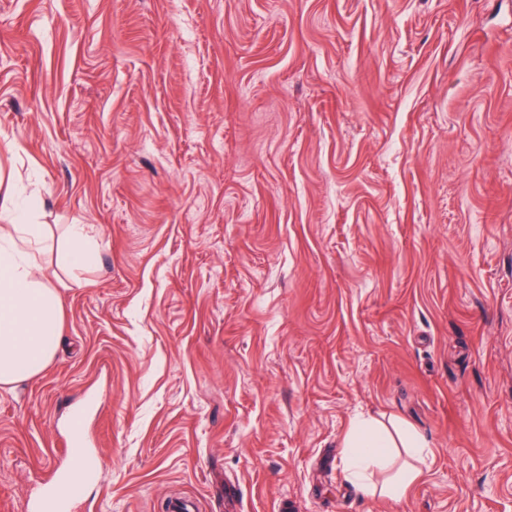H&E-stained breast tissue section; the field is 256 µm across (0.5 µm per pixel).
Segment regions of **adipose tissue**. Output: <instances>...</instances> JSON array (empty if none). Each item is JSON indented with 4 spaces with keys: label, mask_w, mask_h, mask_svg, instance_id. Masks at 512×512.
<instances>
[{
    "label": "adipose tissue",
    "mask_w": 512,
    "mask_h": 512,
    "mask_svg": "<svg viewBox=\"0 0 512 512\" xmlns=\"http://www.w3.org/2000/svg\"><path fill=\"white\" fill-rule=\"evenodd\" d=\"M45 241L42 227L26 223L13 205L0 209V387L27 380L46 368L59 347L61 298L39 276L31 255ZM346 478L366 491L405 495L422 475L428 441L401 421L355 424L345 437ZM407 448L413 460L397 477L377 484L375 471L392 463V450Z\"/></svg>",
    "instance_id": "obj_1"
}]
</instances>
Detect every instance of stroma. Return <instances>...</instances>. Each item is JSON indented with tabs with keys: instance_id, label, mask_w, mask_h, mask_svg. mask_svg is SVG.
<instances>
[{
	"instance_id": "obj_1",
	"label": "stroma",
	"mask_w": 512,
	"mask_h": 512,
	"mask_svg": "<svg viewBox=\"0 0 512 512\" xmlns=\"http://www.w3.org/2000/svg\"><path fill=\"white\" fill-rule=\"evenodd\" d=\"M5 195L63 306L0 512L92 398L76 512H512V0H0ZM393 417L431 454L370 497L343 438ZM63 261L72 268H86L91 263V251L79 224L69 225Z\"/></svg>"
}]
</instances>
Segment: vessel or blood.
Wrapping results in <instances>:
<instances>
[{"label": "vessel or blood", "instance_id": "vessel-or-blood-1", "mask_svg": "<svg viewBox=\"0 0 512 512\" xmlns=\"http://www.w3.org/2000/svg\"><path fill=\"white\" fill-rule=\"evenodd\" d=\"M85 421V412L72 414L66 446L72 451L73 468L59 475L57 486L47 487L33 499V512H73L86 484L97 480L102 461L96 450L86 446Z\"/></svg>", "mask_w": 512, "mask_h": 512}]
</instances>
